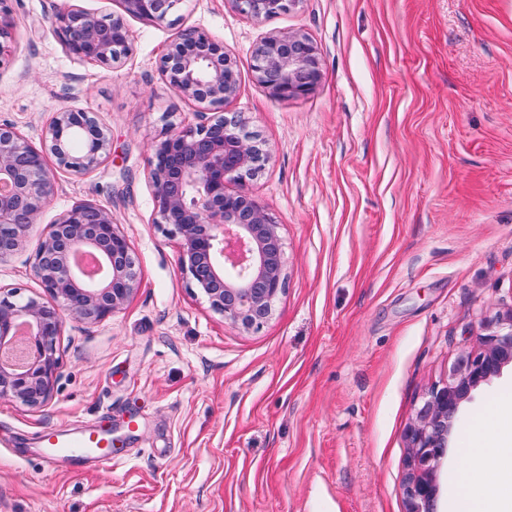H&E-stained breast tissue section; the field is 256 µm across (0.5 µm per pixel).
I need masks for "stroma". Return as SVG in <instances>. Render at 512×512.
Returning a JSON list of instances; mask_svg holds the SVG:
<instances>
[{
	"label": "stroma",
	"mask_w": 512,
	"mask_h": 512,
	"mask_svg": "<svg viewBox=\"0 0 512 512\" xmlns=\"http://www.w3.org/2000/svg\"><path fill=\"white\" fill-rule=\"evenodd\" d=\"M9 0L0 126L43 150L56 113L92 112L111 139L95 169L45 162L54 194L0 287L40 297L35 255L72 206L109 212L141 286L101 322L66 320L54 394L0 399V512H406V431L457 358L512 309V0H299L257 22L228 0H182L177 25L129 19L132 52L106 67L70 56L65 4ZM236 59L243 113L271 156L247 186L280 226L288 289L258 331L190 288L155 222L151 145L195 121L159 61L177 27ZM300 32L323 78L278 99L255 78L266 34ZM512 366L458 412L437 474L449 512ZM111 422L115 466L47 465L40 437Z\"/></svg>",
	"instance_id": "1"
}]
</instances>
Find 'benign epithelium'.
I'll use <instances>...</instances> for the list:
<instances>
[{
  "mask_svg": "<svg viewBox=\"0 0 512 512\" xmlns=\"http://www.w3.org/2000/svg\"><path fill=\"white\" fill-rule=\"evenodd\" d=\"M256 21L294 8L300 0H229ZM181 0H119L106 18L80 8L59 11L53 25L68 52L80 60L114 64L131 50L127 18L164 23ZM252 70L279 99L312 92L322 78L317 49L299 32L263 37L252 52ZM165 85L202 104L196 124L153 145L150 180L156 224L179 238L178 265L212 310L234 325L258 330L274 316L288 287L280 235L267 210L230 180L255 176L269 161L265 145L246 129L239 112H221L238 91L237 62L224 43L197 28L176 32L160 64ZM57 165L77 173L95 169L110 153L106 130L84 111L57 113L45 143ZM54 193L53 173L11 127L0 126V261L20 251L36 214ZM96 256L106 274L91 279L74 261ZM34 271L54 304L23 299L0 289V352L26 330L33 353L14 365L0 360V398L36 407L51 398L58 375L56 338L68 317L98 323L123 309L141 281L128 239L104 209L84 203L49 225ZM481 347L461 355L448 381L432 389L406 432L407 473L402 485L406 512H436V477L448 434L473 390L512 364V309L499 317Z\"/></svg>",
  "mask_w": 512,
  "mask_h": 512,
  "instance_id": "benign-epithelium-1",
  "label": "benign epithelium"
}]
</instances>
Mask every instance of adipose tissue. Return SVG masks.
<instances>
[{
    "mask_svg": "<svg viewBox=\"0 0 512 512\" xmlns=\"http://www.w3.org/2000/svg\"><path fill=\"white\" fill-rule=\"evenodd\" d=\"M490 418L499 422V430L488 444L473 448L466 470L467 476L482 477L479 494L463 493L453 503L454 512H494V504L512 502V467L503 468L498 455L501 440L512 441V397L507 396L489 411Z\"/></svg>",
    "mask_w": 512,
    "mask_h": 512,
    "instance_id": "obj_1",
    "label": "adipose tissue"
}]
</instances>
